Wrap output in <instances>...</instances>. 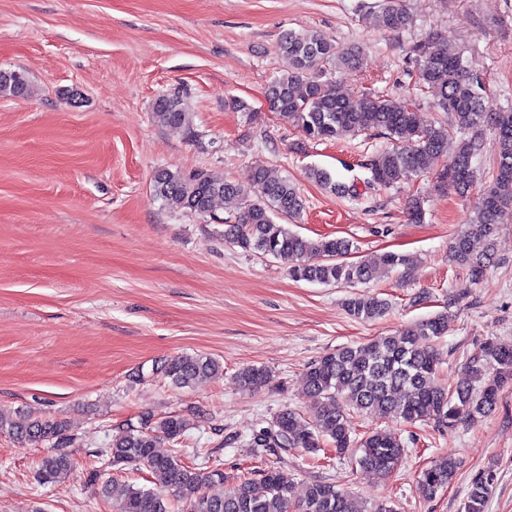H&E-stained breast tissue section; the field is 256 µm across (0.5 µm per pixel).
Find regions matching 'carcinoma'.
Masks as SVG:
<instances>
[{
	"mask_svg": "<svg viewBox=\"0 0 512 512\" xmlns=\"http://www.w3.org/2000/svg\"><path fill=\"white\" fill-rule=\"evenodd\" d=\"M378 26L391 32L405 29L411 16L403 0H376ZM279 51L288 57V71L275 76L266 90L269 109L286 118L305 137L332 140L347 134L380 131L394 141L375 154L366 169L372 187L390 188L428 172L431 160L447 155L435 173L437 187L461 197L476 182L474 160L481 154L486 131L497 144L496 171L478 197L476 214L455 237L450 257L468 271L472 282L482 280L495 265L494 244L498 218L512 206V112L487 110V91L481 76L463 59L448 52L441 36L434 34L415 46L419 84L432 89L439 107L451 115L459 134L448 149L450 131L443 125L423 123L407 100L363 94L349 99L336 90V73L362 65L363 50L339 48L316 32H284ZM32 87L16 70L0 69V94L27 97ZM162 126L183 127L194 137L189 113L178 94L159 96L152 107ZM308 177L332 192L356 194V185L333 179L321 168ZM153 196L173 209L210 215L219 204L234 215L224 225V239L246 252H260L289 264L297 280L321 284H366L389 271L406 266V254L385 252L373 261H350L352 243L324 236L308 239L292 231L286 221L296 218L304 202L296 185L267 168L251 171L247 182L219 179L203 172L185 176L168 168L153 177ZM348 313L363 321L375 320L389 311L387 300L374 294H358L345 300ZM448 333V312L420 319L400 331L365 343L350 344L328 352L306 368L304 393L311 403L310 417L284 407L271 423L255 432L256 448L299 449L314 454L330 441L340 455H350L363 470L387 476L404 458V442L394 434L375 430L360 439L351 438L349 410L394 416L406 423H434L453 429L459 423H475L498 405L503 386L512 381V347L485 343L464 365V379L450 389L439 382L441 352L438 342ZM160 373L175 388H188L222 371L220 362L201 354H180L166 360ZM239 385L254 391L267 385L270 372L246 366L237 373ZM187 429L186 419L173 414L158 420L146 415L139 423L118 429L104 453L109 464L147 474L149 487L126 485L116 489L99 483V473L87 475V485L116 501L115 512H392L379 505L368 510L360 498L315 480L303 498L295 499L294 481L286 466L240 474L232 491L216 496L209 489L224 482V472L207 462L186 463L177 453H162V440L177 441ZM66 421L58 417L17 420L0 410V435L20 443H48L51 450L39 462L38 477L44 484L59 481L74 470L64 451L70 443ZM458 470L450 455L438 456L422 470L418 484L429 498L448 488ZM496 473L485 470L470 482L464 512H485Z\"/></svg>",
	"mask_w": 512,
	"mask_h": 512,
	"instance_id": "1",
	"label": "carcinoma"
}]
</instances>
